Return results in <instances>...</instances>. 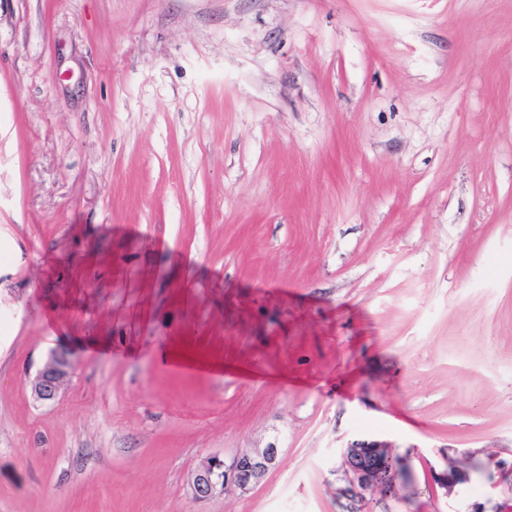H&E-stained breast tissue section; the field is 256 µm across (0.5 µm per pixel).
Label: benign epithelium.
Here are the masks:
<instances>
[{
    "instance_id": "obj_1",
    "label": "benign epithelium",
    "mask_w": 512,
    "mask_h": 512,
    "mask_svg": "<svg viewBox=\"0 0 512 512\" xmlns=\"http://www.w3.org/2000/svg\"><path fill=\"white\" fill-rule=\"evenodd\" d=\"M73 367L66 349L51 352L49 360L31 382V393L38 401L56 398L64 379ZM342 466L349 475L348 495L353 501L365 500L364 492L377 491L381 497L396 498L400 493L397 461L386 441H354L341 449ZM278 464V448H254L229 459L211 456L199 466L190 479L192 498L206 502L235 488L246 493L257 486Z\"/></svg>"
}]
</instances>
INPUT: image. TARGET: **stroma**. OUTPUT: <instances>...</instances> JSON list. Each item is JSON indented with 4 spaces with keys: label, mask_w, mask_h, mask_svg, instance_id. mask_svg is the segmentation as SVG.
<instances>
[{
    "label": "stroma",
    "mask_w": 512,
    "mask_h": 512,
    "mask_svg": "<svg viewBox=\"0 0 512 512\" xmlns=\"http://www.w3.org/2000/svg\"><path fill=\"white\" fill-rule=\"evenodd\" d=\"M356 439L512 512V0H0V512H348ZM72 367L73 360L68 350L56 349L52 351L47 363L38 371L31 382L33 397L38 401L54 400ZM278 464V448H253L229 459L211 456L199 466L190 479L192 498L206 502L228 488L246 493L257 486Z\"/></svg>",
    "instance_id": "35a3bbf8"
}]
</instances>
